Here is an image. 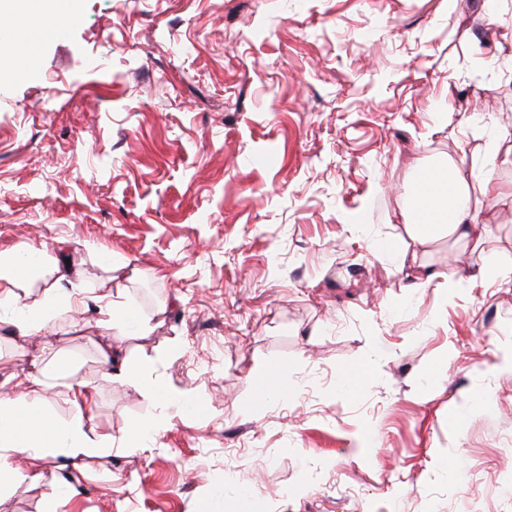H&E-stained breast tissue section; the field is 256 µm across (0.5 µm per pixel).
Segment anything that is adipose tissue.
<instances>
[{"label":"adipose tissue","instance_id":"adipose-tissue-1","mask_svg":"<svg viewBox=\"0 0 512 512\" xmlns=\"http://www.w3.org/2000/svg\"><path fill=\"white\" fill-rule=\"evenodd\" d=\"M483 176H475L473 169L459 165L453 160L440 163L430 179L416 180L412 186V209L405 212V223L413 228V240L419 247H428L441 235L467 247L478 240V226L474 221L471 185H478L486 199L512 205V187H506L495 180L493 170L500 165H512V145L492 141L482 149ZM427 196H445L453 202L451 219L436 218L422 222L418 216L423 199ZM72 269L62 256H42L39 262L31 264L22 251L0 252V305L12 308V323L19 335L27 336L39 332L46 323V314L41 305H19L18 298L29 280H39L48 297L63 299L66 304L80 302L85 290L79 286L63 288V281L69 280ZM129 310L119 303L101 309L98 325L109 336L111 343L102 352L104 362L112 366V380L121 382L137 391L155 396L161 395L162 387L152 380L153 360L144 361L139 369L127 367L124 359L126 329ZM65 365L54 364L41 370L29 379L30 389L19 397L10 396L8 391L0 392V483L16 477L13 466L15 455H27L31 461L28 479L43 477L42 464L50 457L65 459L83 458L111 449V439L98 437L92 425V397L89 392L90 380L83 379L70 384L69 396L74 406L72 416L64 422L39 418L36 429L24 427L20 418L24 412L34 409L42 398L44 387L66 377Z\"/></svg>","mask_w":512,"mask_h":512}]
</instances>
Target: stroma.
I'll return each mask as SVG.
<instances>
[{"label": "stroma", "mask_w": 512, "mask_h": 512, "mask_svg": "<svg viewBox=\"0 0 512 512\" xmlns=\"http://www.w3.org/2000/svg\"><path fill=\"white\" fill-rule=\"evenodd\" d=\"M70 3L68 42L14 26L38 74L0 64V251L67 247L89 295L34 336L0 321V384L68 365L113 449L0 512H512V214L478 201L477 283L400 217L437 159L512 136V0ZM120 292L172 400L105 375Z\"/></svg>", "instance_id": "35a3bbf8"}]
</instances>
